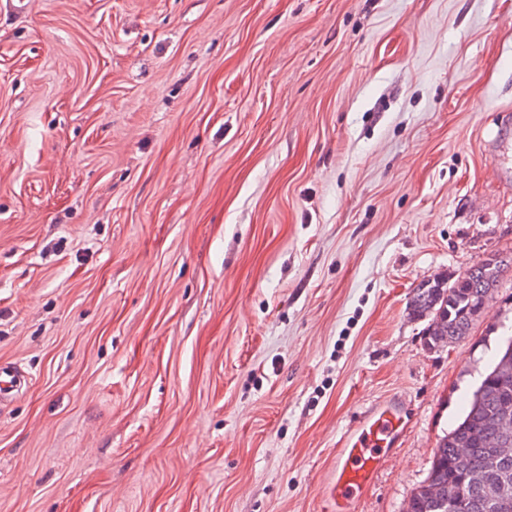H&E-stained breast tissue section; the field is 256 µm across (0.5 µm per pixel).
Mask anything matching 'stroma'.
<instances>
[{"label": "stroma", "mask_w": 512, "mask_h": 512, "mask_svg": "<svg viewBox=\"0 0 512 512\" xmlns=\"http://www.w3.org/2000/svg\"><path fill=\"white\" fill-rule=\"evenodd\" d=\"M512 255V0H0V512H403L505 338L412 291ZM401 409L378 403L346 430L329 468L323 492L332 512H354L361 495L374 485L385 457L404 430Z\"/></svg>", "instance_id": "1"}]
</instances>
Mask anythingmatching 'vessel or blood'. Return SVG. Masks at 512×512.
Instances as JSON below:
<instances>
[{
    "label": "vessel or blood",
    "instance_id": "b4317fda",
    "mask_svg": "<svg viewBox=\"0 0 512 512\" xmlns=\"http://www.w3.org/2000/svg\"><path fill=\"white\" fill-rule=\"evenodd\" d=\"M403 430L402 411L391 402L369 408L346 430L323 488L331 512H355L356 503L374 484L385 457L396 446Z\"/></svg>",
    "mask_w": 512,
    "mask_h": 512
}]
</instances>
